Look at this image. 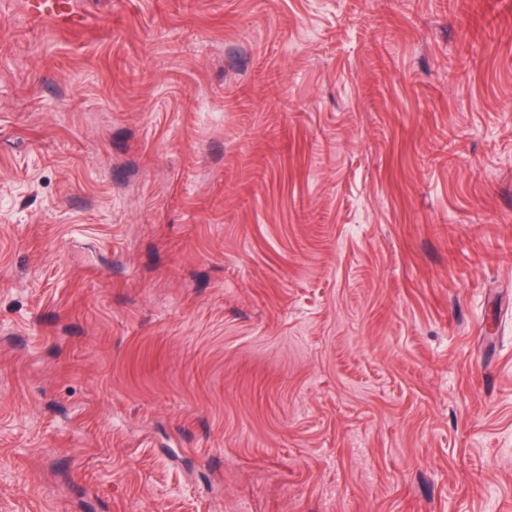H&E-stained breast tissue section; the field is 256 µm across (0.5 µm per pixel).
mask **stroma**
Segmentation results:
<instances>
[{
	"label": "stroma",
	"mask_w": 512,
	"mask_h": 512,
	"mask_svg": "<svg viewBox=\"0 0 512 512\" xmlns=\"http://www.w3.org/2000/svg\"><path fill=\"white\" fill-rule=\"evenodd\" d=\"M0 0V512H512V0ZM33 13L51 20L62 28L81 27L82 19L72 0H36L32 2Z\"/></svg>",
	"instance_id": "1"
}]
</instances>
